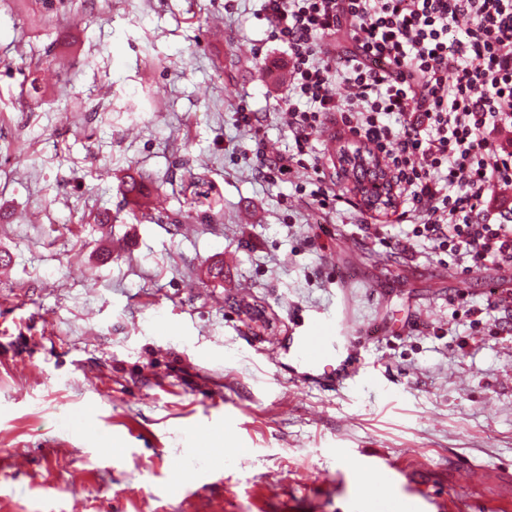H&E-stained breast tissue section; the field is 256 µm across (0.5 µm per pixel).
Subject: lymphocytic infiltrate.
Segmentation results:
<instances>
[{"instance_id": "1", "label": "lymphocytic infiltrate", "mask_w": 512, "mask_h": 512, "mask_svg": "<svg viewBox=\"0 0 512 512\" xmlns=\"http://www.w3.org/2000/svg\"><path fill=\"white\" fill-rule=\"evenodd\" d=\"M262 18L288 48L294 146L257 147L258 178L310 169L313 201L336 212L343 196L306 157L341 127L392 172L413 237L457 268H512V208L489 199L512 189V0H264Z\"/></svg>"}]
</instances>
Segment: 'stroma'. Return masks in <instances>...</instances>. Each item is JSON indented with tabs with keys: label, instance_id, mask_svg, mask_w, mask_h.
I'll use <instances>...</instances> for the list:
<instances>
[{
	"label": "stroma",
	"instance_id": "stroma-1",
	"mask_svg": "<svg viewBox=\"0 0 512 512\" xmlns=\"http://www.w3.org/2000/svg\"><path fill=\"white\" fill-rule=\"evenodd\" d=\"M261 8L0 0V512H378L372 472L417 512H512V337L488 305L512 269L460 275L392 216L382 246L374 213L296 190L309 170L256 180V141L293 144ZM347 140L311 146L349 200ZM320 316L355 380L290 373Z\"/></svg>",
	"mask_w": 512,
	"mask_h": 512
}]
</instances>
